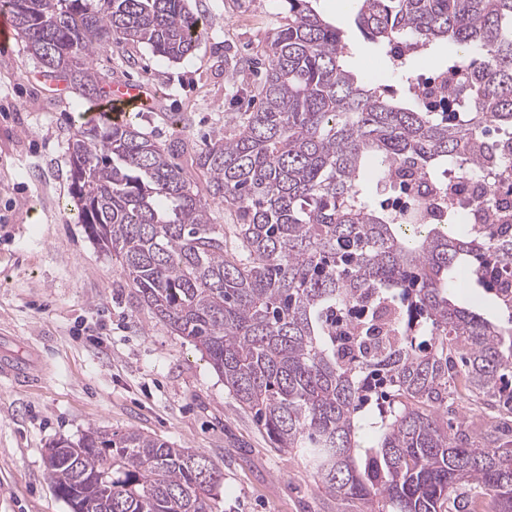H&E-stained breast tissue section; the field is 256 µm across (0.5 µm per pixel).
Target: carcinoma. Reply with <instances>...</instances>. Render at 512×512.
Returning <instances> with one entry per match:
<instances>
[{
	"label": "carcinoma",
	"mask_w": 512,
	"mask_h": 512,
	"mask_svg": "<svg viewBox=\"0 0 512 512\" xmlns=\"http://www.w3.org/2000/svg\"><path fill=\"white\" fill-rule=\"evenodd\" d=\"M49 76L104 96L94 54L139 43L178 61L202 21L187 0H0ZM259 105L193 164L234 212L241 251L166 146L128 119L68 139L77 223L122 269L136 306L206 355L279 452L304 458L336 512H512V439L448 428L465 394L512 415V223L414 224L373 187L512 170V0H357L356 22L469 71L452 112L397 98L346 65L351 46L313 6L282 0ZM415 54L391 73L414 87ZM495 130L505 135L487 142ZM465 278L508 315L451 299ZM69 512H215L223 473L137 430H91L47 449Z\"/></svg>",
	"instance_id": "1"
}]
</instances>
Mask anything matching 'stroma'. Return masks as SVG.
Wrapping results in <instances>:
<instances>
[{
  "label": "stroma",
  "mask_w": 512,
  "mask_h": 512,
  "mask_svg": "<svg viewBox=\"0 0 512 512\" xmlns=\"http://www.w3.org/2000/svg\"><path fill=\"white\" fill-rule=\"evenodd\" d=\"M199 47L172 62L143 45L93 58L105 85L133 81L157 101L139 126L202 147L248 107L265 35L281 0H189ZM353 48L350 68L376 74L383 50L356 26V0H318ZM94 100L52 85L21 39L0 48V357L37 360L34 379L0 376V512H68L45 467L49 445L92 429L137 430L204 453L224 475L219 512H327L301 457L277 452L207 358L132 305L119 265L76 221L67 140Z\"/></svg>",
  "instance_id": "obj_1"
}]
</instances>
